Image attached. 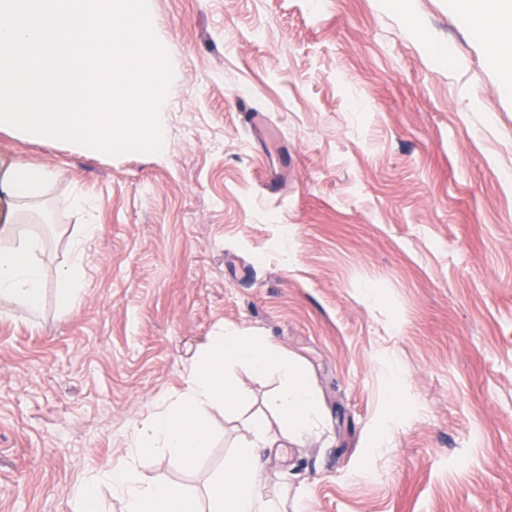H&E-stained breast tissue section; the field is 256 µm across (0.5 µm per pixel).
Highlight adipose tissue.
I'll list each match as a JSON object with an SVG mask.
<instances>
[{
  "label": "adipose tissue",
  "instance_id": "adipose-tissue-1",
  "mask_svg": "<svg viewBox=\"0 0 512 512\" xmlns=\"http://www.w3.org/2000/svg\"><path fill=\"white\" fill-rule=\"evenodd\" d=\"M460 18L482 40L486 52L503 69L512 71V53L503 51L500 39L512 33V0H452ZM53 174L18 160L0 172V196L5 197L12 221L0 225V301L22 310L36 309L46 285L36 260L41 248L37 237L20 238L24 214L44 196Z\"/></svg>",
  "mask_w": 512,
  "mask_h": 512
}]
</instances>
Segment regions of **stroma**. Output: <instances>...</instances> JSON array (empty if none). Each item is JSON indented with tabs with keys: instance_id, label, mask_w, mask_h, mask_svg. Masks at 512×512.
<instances>
[{
	"instance_id": "35a3bbf8",
	"label": "stroma",
	"mask_w": 512,
	"mask_h": 512,
	"mask_svg": "<svg viewBox=\"0 0 512 512\" xmlns=\"http://www.w3.org/2000/svg\"><path fill=\"white\" fill-rule=\"evenodd\" d=\"M148 6L164 155L0 130L1 162L56 175L26 227L48 275L98 227L71 312L50 287L0 306V512H78L72 489L130 459L226 329L316 394L320 427L262 471L300 512H512V96L483 44L451 0ZM229 376L249 400L211 413L196 467L140 457L143 476L205 495L278 385Z\"/></svg>"
}]
</instances>
